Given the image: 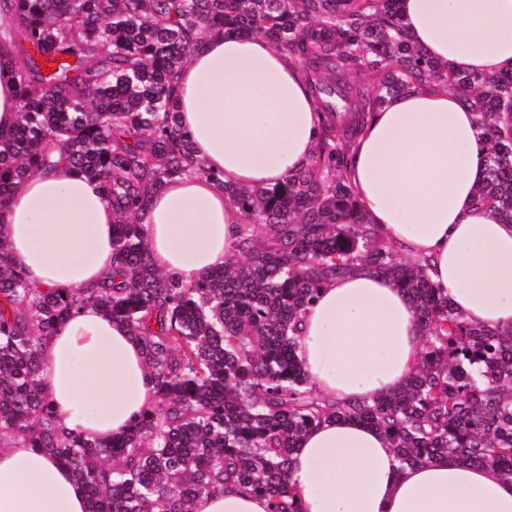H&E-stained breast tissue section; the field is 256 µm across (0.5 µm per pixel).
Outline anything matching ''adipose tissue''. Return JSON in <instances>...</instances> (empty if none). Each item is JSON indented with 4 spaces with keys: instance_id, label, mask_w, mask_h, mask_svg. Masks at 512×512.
<instances>
[{
    "instance_id": "1",
    "label": "adipose tissue",
    "mask_w": 512,
    "mask_h": 512,
    "mask_svg": "<svg viewBox=\"0 0 512 512\" xmlns=\"http://www.w3.org/2000/svg\"><path fill=\"white\" fill-rule=\"evenodd\" d=\"M428 56L478 74L512 67V0H397ZM18 67L0 54V135L17 122ZM179 121L193 154L224 174L177 177L155 191L146 238L161 273L187 284L223 268L243 215L224 188L271 186L309 166L320 134L308 78L262 36L214 30L179 72ZM485 168L472 107L428 84L366 118L344 170L371 223L407 260L428 259L434 287L470 322L512 327V223L478 202ZM112 204L72 169H35L0 207V241L43 291H86L112 274ZM423 337L408 294L357 268L329 281L301 316L296 354L316 393L369 403L398 391ZM42 391L65 430L96 440L127 432L156 390L142 342L98 305L83 303L40 345ZM290 478L303 512H512V479L440 456L400 465L387 437L353 417L327 418L294 449ZM71 473L35 448L0 437V512H87ZM269 501L230 486L195 512H268Z\"/></svg>"
}]
</instances>
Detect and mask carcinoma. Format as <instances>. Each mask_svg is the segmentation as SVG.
Wrapping results in <instances>:
<instances>
[{"instance_id":"cac0c4a2","label":"carcinoma","mask_w":512,"mask_h":512,"mask_svg":"<svg viewBox=\"0 0 512 512\" xmlns=\"http://www.w3.org/2000/svg\"><path fill=\"white\" fill-rule=\"evenodd\" d=\"M0 18V49L27 57L15 72L18 124L0 149V206L30 168L63 162L99 182L120 281L90 298L140 337L158 393L110 443L61 428L41 391L39 347L78 298L33 287L0 243V434L70 469L88 512H194L229 482L268 497L269 512H300L291 450L341 415L382 431L402 465L453 455L512 477V328L468 322L426 264L397 260L341 174L363 120L338 136L332 101L339 88L343 111L364 117L416 84L465 93L487 146L481 200L512 223V69L475 75L433 60L411 43L396 0H0ZM216 28L260 34L298 61L324 120L313 163L288 182L226 188L245 217L239 253L185 284L153 266L144 220L164 180L223 177L192 157L176 109L177 72ZM44 63L57 68L46 74ZM363 65L388 68L374 92L345 84ZM358 264L409 294L425 340L398 392L329 403L296 357L297 320Z\"/></svg>"}]
</instances>
